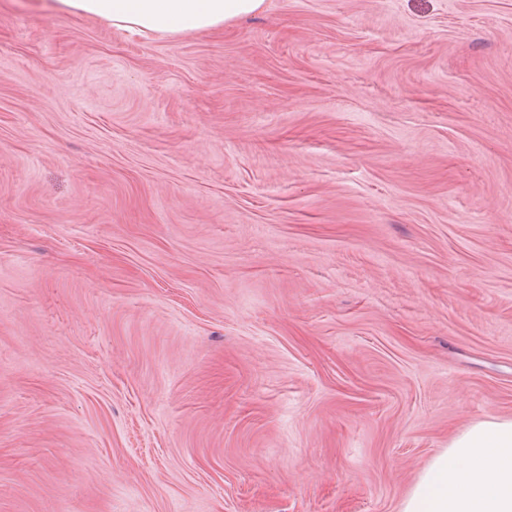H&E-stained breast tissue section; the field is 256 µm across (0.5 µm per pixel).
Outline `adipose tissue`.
Returning a JSON list of instances; mask_svg holds the SVG:
<instances>
[{"label": "adipose tissue", "instance_id": "1", "mask_svg": "<svg viewBox=\"0 0 512 512\" xmlns=\"http://www.w3.org/2000/svg\"><path fill=\"white\" fill-rule=\"evenodd\" d=\"M140 38L216 30L264 12L267 0H52ZM402 512H512V420L489 418L432 458Z\"/></svg>", "mask_w": 512, "mask_h": 512}]
</instances>
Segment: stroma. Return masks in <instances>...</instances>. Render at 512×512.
<instances>
[{
    "instance_id": "1",
    "label": "stroma",
    "mask_w": 512,
    "mask_h": 512,
    "mask_svg": "<svg viewBox=\"0 0 512 512\" xmlns=\"http://www.w3.org/2000/svg\"><path fill=\"white\" fill-rule=\"evenodd\" d=\"M491 417L512 0H0V512H401ZM142 39L216 30L267 9V0H51Z\"/></svg>"
}]
</instances>
